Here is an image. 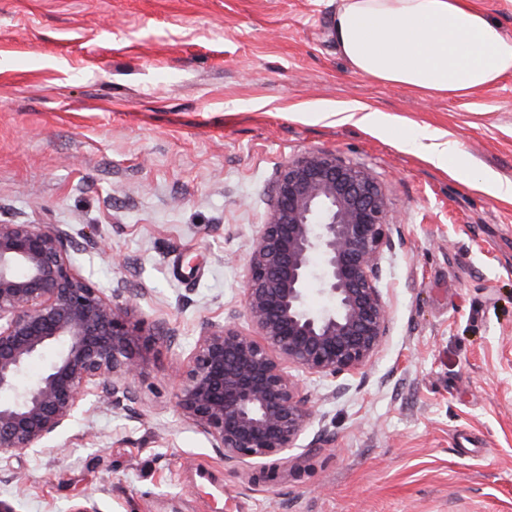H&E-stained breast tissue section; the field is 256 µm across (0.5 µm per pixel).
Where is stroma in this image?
Masks as SVG:
<instances>
[{
	"mask_svg": "<svg viewBox=\"0 0 512 512\" xmlns=\"http://www.w3.org/2000/svg\"><path fill=\"white\" fill-rule=\"evenodd\" d=\"M341 0H0V219L63 225L110 291L124 280L182 348L250 330V244L284 164L369 169L388 198V336L370 365L301 375L315 418L269 483L224 464L173 410L178 361L145 365L134 410L77 415L58 453L0 478L15 512H512V72L459 98L354 71ZM377 112L382 122H336ZM455 145L449 169L414 141Z\"/></svg>",
	"mask_w": 512,
	"mask_h": 512,
	"instance_id": "stroma-1",
	"label": "stroma"
}]
</instances>
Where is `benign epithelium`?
<instances>
[{
    "label": "benign epithelium",
    "instance_id": "1",
    "mask_svg": "<svg viewBox=\"0 0 512 512\" xmlns=\"http://www.w3.org/2000/svg\"><path fill=\"white\" fill-rule=\"evenodd\" d=\"M67 229L0 220V464L54 452L86 405L137 402L145 355L179 358L173 408L232 467L276 477L314 418L289 368L356 374L381 348L389 315L378 260L391 246L387 196L373 173L335 154L289 160L266 223L252 240L241 295L253 331L208 322L186 354L164 322L146 326L119 280L110 293L76 269ZM326 298L309 308L312 282ZM57 348L46 372L19 384L26 365Z\"/></svg>",
    "mask_w": 512,
    "mask_h": 512
}]
</instances>
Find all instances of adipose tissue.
I'll return each instance as SVG.
<instances>
[{"instance_id":"obj_1","label":"adipose tissue","mask_w":512,"mask_h":512,"mask_svg":"<svg viewBox=\"0 0 512 512\" xmlns=\"http://www.w3.org/2000/svg\"><path fill=\"white\" fill-rule=\"evenodd\" d=\"M336 43L356 72L461 96L512 71V40L468 0H344Z\"/></svg>"}]
</instances>
